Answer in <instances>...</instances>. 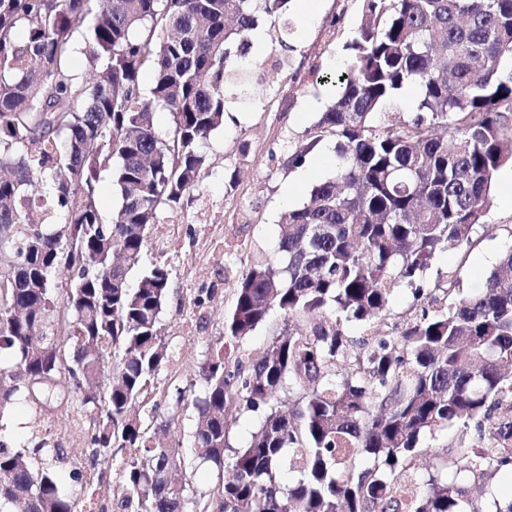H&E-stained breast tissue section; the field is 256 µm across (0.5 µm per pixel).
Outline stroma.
I'll use <instances>...</instances> for the list:
<instances>
[{
    "label": "stroma",
    "instance_id": "1",
    "mask_svg": "<svg viewBox=\"0 0 512 512\" xmlns=\"http://www.w3.org/2000/svg\"><path fill=\"white\" fill-rule=\"evenodd\" d=\"M364 0H290L286 12L294 34L292 65L267 80L257 99L230 101L224 123L205 145L208 165L199 191L185 204L179 240H171L165 225H155L141 265L160 264L170 272L171 294L161 320L167 359L140 399L136 411L146 426L168 412L164 401L201 395L196 366L209 343L224 334V315L234 301V280L225 267L245 273L256 257L272 255L278 242L282 213L307 202L315 178L277 166L270 153H287L305 139L329 104V77L344 66L347 46L361 23ZM512 165L496 174L493 204L486 229L470 247L436 256L422 274L427 287L457 277L471 292L479 277L497 266L512 245ZM386 320L368 326L350 322L348 335L398 336L417 309L410 289H399L390 300ZM92 418L70 406L36 421L16 407L0 422V444L12 448L34 436L65 448L69 466H84L90 451L87 435Z\"/></svg>",
    "mask_w": 512,
    "mask_h": 512
}]
</instances>
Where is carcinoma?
Instances as JSON below:
<instances>
[{"mask_svg":"<svg viewBox=\"0 0 512 512\" xmlns=\"http://www.w3.org/2000/svg\"><path fill=\"white\" fill-rule=\"evenodd\" d=\"M287 4L0 0V251L13 254L0 267V415L72 403L95 414L92 465L125 454L120 512H401L392 486L417 479L426 436L458 425L470 437L445 445L437 467L452 473L423 481L411 512H483L475 489L512 474V249L473 295L420 280L485 228L495 174L512 163V0H364L308 142L269 154L292 169L337 139L334 175L283 213L275 257L237 280L224 336L199 365L193 456L222 471L218 485L197 493L179 451L132 415L167 355L170 278L155 265L132 287L130 273L162 211L198 189L227 101L253 95L259 75L238 57L259 20L281 26L289 49ZM79 37L95 79L72 68ZM410 84L414 117L389 115ZM157 107L171 116L163 135ZM106 170L121 198L108 216L96 193ZM61 268L72 286L55 295ZM403 286L420 313L399 336L345 333L384 320ZM274 308L301 328L239 355ZM232 407L261 416L234 449ZM66 461L44 438L0 445V512H76L58 482Z\"/></svg>","mask_w":512,"mask_h":512,"instance_id":"carcinoma-1","label":"carcinoma"}]
</instances>
